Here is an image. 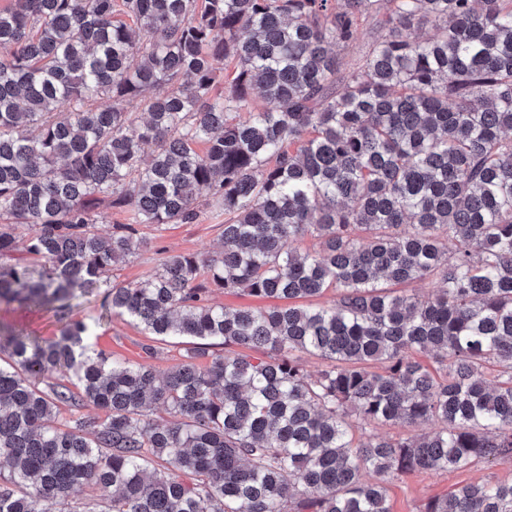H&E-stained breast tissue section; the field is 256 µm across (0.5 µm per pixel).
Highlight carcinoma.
Returning <instances> with one entry per match:
<instances>
[{"mask_svg":"<svg viewBox=\"0 0 512 512\" xmlns=\"http://www.w3.org/2000/svg\"><path fill=\"white\" fill-rule=\"evenodd\" d=\"M109 209L128 222L102 234ZM209 212L220 252L170 255L107 296L188 340L184 362L161 375L93 348L76 301L145 245L137 226ZM427 278L432 297L403 288ZM213 288L276 304L215 306ZM3 304L59 330L0 320V512L85 485L105 497L79 512H391L392 478L511 460L512 0H13ZM61 404L100 414L59 424ZM422 423L436 429L354 438ZM424 512H512V483ZM4 317L10 322L22 323L28 326L44 338L52 337L56 332V327L50 314L44 312L30 311L18 308L17 306L11 308L0 309V316Z\"/></svg>","mask_w":512,"mask_h":512,"instance_id":"obj_1","label":"carcinoma"}]
</instances>
